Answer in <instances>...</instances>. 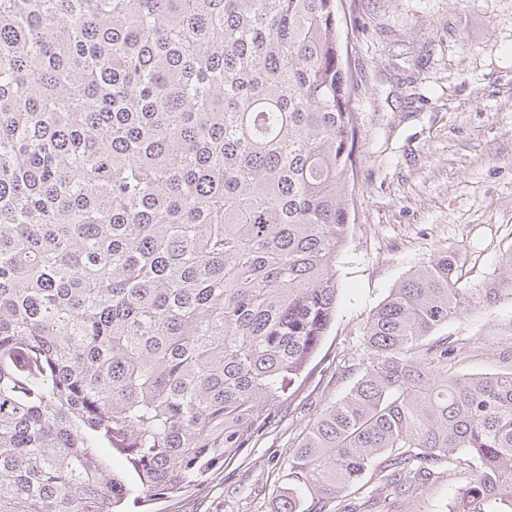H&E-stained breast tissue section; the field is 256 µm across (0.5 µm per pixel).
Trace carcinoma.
I'll return each instance as SVG.
<instances>
[{
	"instance_id": "carcinoma-1",
	"label": "carcinoma",
	"mask_w": 512,
	"mask_h": 512,
	"mask_svg": "<svg viewBox=\"0 0 512 512\" xmlns=\"http://www.w3.org/2000/svg\"><path fill=\"white\" fill-rule=\"evenodd\" d=\"M336 0H0V512H124L258 443L337 305L357 115ZM421 262L304 428L279 512H383L452 477L512 512V369L432 336L469 288Z\"/></svg>"
}]
</instances>
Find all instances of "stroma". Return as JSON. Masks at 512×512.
Instances as JSON below:
<instances>
[{"mask_svg":"<svg viewBox=\"0 0 512 512\" xmlns=\"http://www.w3.org/2000/svg\"><path fill=\"white\" fill-rule=\"evenodd\" d=\"M360 163L336 259L323 360L254 448L155 512H278L293 442L360 374L371 310L448 251L471 288L512 256V0H342ZM438 338L467 340L464 372L512 366V302L475 303Z\"/></svg>","mask_w":512,"mask_h":512,"instance_id":"1","label":"stroma"}]
</instances>
